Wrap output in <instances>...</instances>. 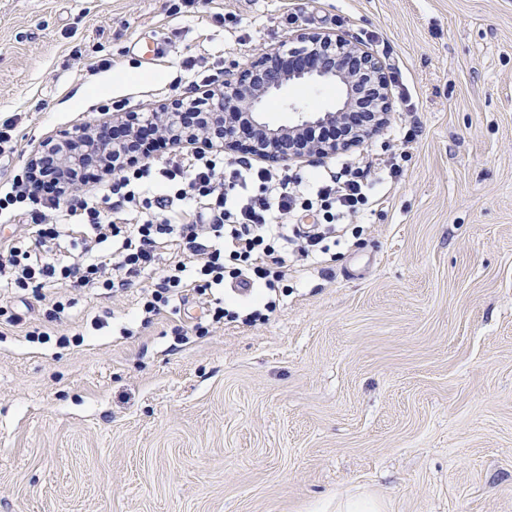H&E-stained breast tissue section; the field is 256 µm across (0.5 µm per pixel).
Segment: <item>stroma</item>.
<instances>
[{
	"label": "stroma",
	"mask_w": 512,
	"mask_h": 512,
	"mask_svg": "<svg viewBox=\"0 0 512 512\" xmlns=\"http://www.w3.org/2000/svg\"><path fill=\"white\" fill-rule=\"evenodd\" d=\"M304 31L379 57L392 108L289 171H369L371 204L266 321L228 287L239 320L192 294L136 323L146 278L74 292L53 323L32 291L0 294V512H512V0H0L19 141L0 180L46 137L201 95ZM338 96L289 85L266 118Z\"/></svg>",
	"instance_id": "35a3bbf8"
}]
</instances>
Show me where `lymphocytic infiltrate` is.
<instances>
[{"mask_svg":"<svg viewBox=\"0 0 512 512\" xmlns=\"http://www.w3.org/2000/svg\"><path fill=\"white\" fill-rule=\"evenodd\" d=\"M164 184L151 186V168L122 174L106 185L102 199L61 203L53 172L40 179L13 176L0 191V216L27 218L25 235L0 239V277L16 291L68 284L95 290L126 288L148 271H159L153 288L141 294L140 312L151 317L184 301L187 293L205 295L225 278L246 288L273 289L287 281L289 256L319 259L328 251L329 227L356 216L369 201L371 187L360 172L341 168L314 180L280 175L251 163L225 170L220 155L196 153L161 171ZM135 208L133 224L116 215ZM319 210L324 221L308 229L292 228L283 219ZM85 226L95 241L83 244L79 260L57 255L68 231ZM119 239L113 260L97 244ZM167 265H160L162 255Z\"/></svg>","mask_w":512,"mask_h":512,"instance_id":"obj_1","label":"lymphocytic infiltrate"}]
</instances>
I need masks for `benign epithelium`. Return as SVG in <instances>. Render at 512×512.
<instances>
[{
  "instance_id": "7a95c632",
  "label": "benign epithelium",
  "mask_w": 512,
  "mask_h": 512,
  "mask_svg": "<svg viewBox=\"0 0 512 512\" xmlns=\"http://www.w3.org/2000/svg\"><path fill=\"white\" fill-rule=\"evenodd\" d=\"M286 43L291 63L287 68L275 67L282 59L280 49L263 50L244 65H233L222 84L198 98H176L155 112L112 113V125L128 132L123 145L110 141L106 124H84L42 141L29 161L31 173H39L43 155L57 153L60 192L65 196L92 168L116 173L110 156L120 153L131 161L146 153L147 146L137 140L146 124L156 125L159 140L177 149L205 152L219 147L228 154L282 166L331 158L379 132L389 119L391 102L385 67L377 57L338 33L298 32ZM312 81L342 88L340 103L324 112H303L288 125L274 126L264 119L262 105L284 85ZM327 124L346 127V136H312Z\"/></svg>"
}]
</instances>
